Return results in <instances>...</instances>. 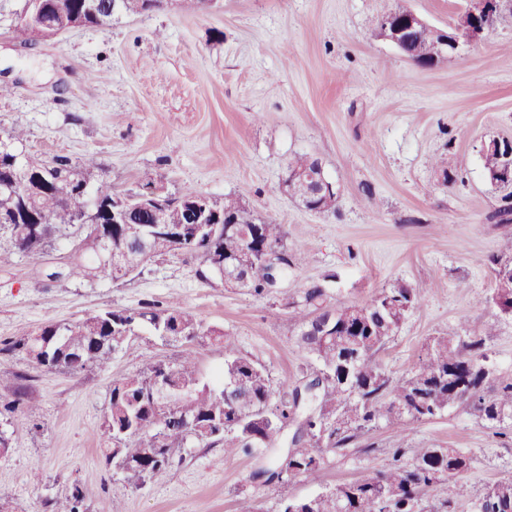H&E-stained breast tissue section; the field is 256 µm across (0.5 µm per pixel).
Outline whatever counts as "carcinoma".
<instances>
[{
  "mask_svg": "<svg viewBox=\"0 0 512 512\" xmlns=\"http://www.w3.org/2000/svg\"><path fill=\"white\" fill-rule=\"evenodd\" d=\"M40 9L48 15L63 10L78 12L83 26L109 29L97 13L86 9L87 0H40ZM23 140L20 130L5 134L8 150L0 148V165L9 158H20L13 143ZM42 167L41 182L29 177L9 191L0 190V229L10 234L11 248L29 256L43 254V246L60 225H74L69 208L75 180L84 182L94 195L106 199L127 200L136 192H119L112 183L96 177L89 165L56 157L43 167V162L26 160ZM198 196L185 191L173 196L168 209V224L154 241L153 256L167 253H189L198 256L206 271H211L209 255L234 253L244 242L238 237L219 235L209 239L202 225L185 222L184 203ZM219 212L235 217L239 226L251 230L256 217L240 201L224 199ZM263 240L277 245L284 240L283 227L272 219L261 223ZM153 232L150 215L142 210L131 211L129 223L119 227V234L130 249L138 247ZM79 258L67 269L66 276L83 279L107 276L124 279L127 273L99 260L96 242L86 234L78 244ZM504 262L493 267L494 288L486 299H478L512 315V273L503 271ZM419 303L416 291L406 286L384 288L361 304H333L326 287L316 282L305 288L288 309L299 328L319 311L335 309V318L321 336L299 333L301 343L312 353L321 370L328 374L324 398L317 415L304 422L293 440V451L283 471L269 466L258 470L255 477L266 482L304 477H319L320 454L325 450L347 447L359 434L370 431L385 421L399 424L434 418L450 407L464 403L475 392H481L480 405L473 414L488 426L512 430V379L494 374L488 377L475 365L487 359L486 343L492 333L468 329L458 339L435 337L425 344L424 355L402 378L390 376L377 359L380 350L396 335L408 312ZM147 326L165 342L190 345L208 337L224 341V332L205 328L184 315L176 304L146 306L139 311L106 308L87 318L71 323L48 324L19 344L5 350L22 349L37 365L47 369L79 371L88 365L107 366L112 355L121 350L137 331ZM232 376L242 386L244 397L229 402L224 387H211L200 381L195 358L185 353L174 363H153L136 377L112 384L106 428L111 447L101 449L107 464L123 471L128 480L138 481L169 461L174 448H183L187 441L210 447L224 443V451L247 452L260 442L266 447L277 440L284 420L293 415L300 386L287 388V399L271 414L273 425L249 427L239 418L257 408H267L274 394L264 370L251 360L227 352L223 377ZM168 384L173 396L160 405L152 395L153 384ZM234 430L236 440L224 442V432ZM404 451L397 447L391 465L358 480L339 483L329 491L305 501H286L283 512L291 508L299 512H418L420 501L434 486L448 485L455 498L469 496L463 482L471 469L474 455L461 448H421L413 461H402ZM474 512H512V477L503 478L476 499Z\"/></svg>",
  "mask_w": 512,
  "mask_h": 512,
  "instance_id": "obj_1",
  "label": "carcinoma"
}]
</instances>
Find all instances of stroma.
<instances>
[{"instance_id":"35a3bbf8","label":"stroma","mask_w":512,"mask_h":512,"mask_svg":"<svg viewBox=\"0 0 512 512\" xmlns=\"http://www.w3.org/2000/svg\"><path fill=\"white\" fill-rule=\"evenodd\" d=\"M25 0H0V130L25 132L18 152L90 163L117 189L153 183L215 201L239 198L283 226L299 244L276 293L261 296L202 276L198 258L156 257L126 279L51 272L67 267L79 225L60 227L42 264L12 252L0 263V343L43 326L112 307L176 303L223 343L184 347L141 328L108 367L46 369L0 354V378L25 394L0 414L9 448L0 455V512H52L75 488L84 512H282L304 499L383 469L397 444L409 450L461 448L476 460L471 498L512 476V440L496 436L465 405L422 422L381 425L328 452L318 480L265 483L260 464L282 460L295 432L286 423L271 448L228 455L223 444L188 441L169 464L135 486L106 465L101 448L115 381L151 362L191 352L217 385L227 350L264 369L275 392L305 382L319 365L298 341L285 298L326 280L334 303H362L396 285L420 301L379 352L405 376L429 338L488 327V355L512 378V316L486 304L491 258L512 259V235L493 219L502 194L486 181L482 141L512 138V5L504 4L475 47L432 67L406 58L377 33L376 20L405 7L437 27L465 0H206L187 10L115 17L110 29L79 28L20 44L13 35ZM317 157L336 183L335 209L306 211L282 188L293 155ZM446 155L452 181L434 164Z\"/></svg>"}]
</instances>
